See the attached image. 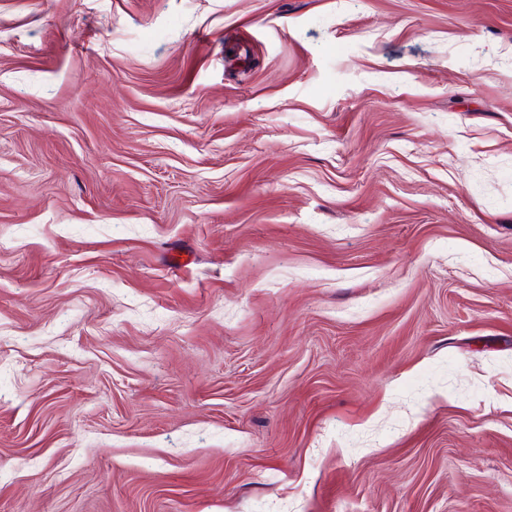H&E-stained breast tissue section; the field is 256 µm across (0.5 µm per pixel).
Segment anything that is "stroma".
<instances>
[{
  "instance_id": "stroma-1",
  "label": "stroma",
  "mask_w": 512,
  "mask_h": 512,
  "mask_svg": "<svg viewBox=\"0 0 512 512\" xmlns=\"http://www.w3.org/2000/svg\"><path fill=\"white\" fill-rule=\"evenodd\" d=\"M0 512H512V0H0Z\"/></svg>"
}]
</instances>
